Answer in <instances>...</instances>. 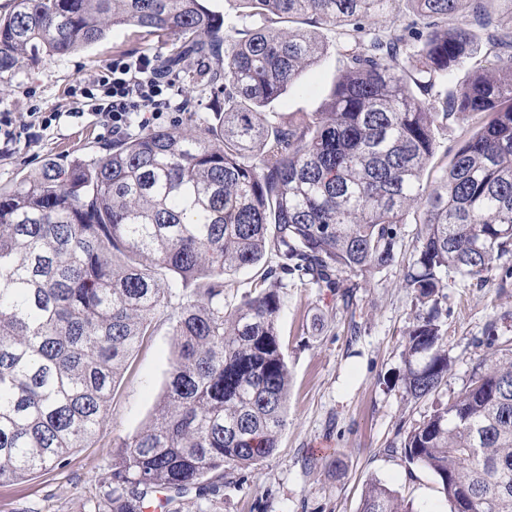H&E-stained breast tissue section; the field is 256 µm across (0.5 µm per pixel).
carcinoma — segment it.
<instances>
[{"mask_svg":"<svg viewBox=\"0 0 512 512\" xmlns=\"http://www.w3.org/2000/svg\"><path fill=\"white\" fill-rule=\"evenodd\" d=\"M205 0H10L0 15V83L17 65L64 57L133 26L172 37L192 59V88L224 95L220 127L158 128L96 158L55 156L0 190V484L64 468L106 421L128 358L164 315L174 336L152 420L123 440L99 480L95 512L165 507L216 471L273 453L284 427L288 368L280 296L261 288L224 308V275L279 262L263 280L334 283L397 261L405 212L422 209L404 273L418 313L403 387L414 400L448 385L440 291L454 273L487 281L512 257V0H235L226 23ZM460 14L461 23L448 26ZM307 21L290 30L284 23ZM342 69L322 112L286 122L266 108L326 50ZM491 55L497 67L477 62ZM471 66L463 84L456 70ZM445 95L432 96L436 82ZM479 119L436 170V132ZM276 236L268 238V226ZM182 295L176 308L171 298ZM487 353L452 401L406 434L401 454L428 470L447 503L512 512V341L488 329ZM359 512H414L378 481Z\"/></svg>","mask_w":512,"mask_h":512,"instance_id":"1","label":"carcinoma"}]
</instances>
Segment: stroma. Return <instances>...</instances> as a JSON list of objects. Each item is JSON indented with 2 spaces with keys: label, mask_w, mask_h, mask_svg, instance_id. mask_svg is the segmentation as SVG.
Returning <instances> with one entry per match:
<instances>
[{
  "label": "stroma",
  "mask_w": 512,
  "mask_h": 512,
  "mask_svg": "<svg viewBox=\"0 0 512 512\" xmlns=\"http://www.w3.org/2000/svg\"><path fill=\"white\" fill-rule=\"evenodd\" d=\"M326 53L306 69L296 86L271 104L281 116L320 111L342 63L335 34L321 28ZM166 40L134 27L113 29L93 46L61 59L22 62L0 112L67 113V120L43 140L11 154H0V188H9L38 169L51 155L89 159L103 153L112 136L76 116L71 90L91 78L112 58L133 53L164 57ZM422 211L410 209L403 226L401 263L374 273L366 282L342 276L339 285L286 281L279 290V330L288 366L285 425L276 450L254 467L234 472V485L199 498L188 491L179 512H358L372 481H381L413 502L416 512H448L433 476L408 467L395 450L404 433L447 402L468 381L483 354L488 325L512 339V280L491 277L477 283L449 276L440 304L447 312L448 385L438 400L416 401L403 389L406 334L417 309L403 281V264L414 255ZM278 262L275 251L262 261L225 275L224 305L234 308L260 287L264 271ZM172 329L158 318L152 336L129 359L112 390L108 419L89 447L68 465L45 476L0 486V512H94L98 481L121 441L143 429L154 414L168 376Z\"/></svg>",
  "instance_id": "35a3bbf8"
}]
</instances>
